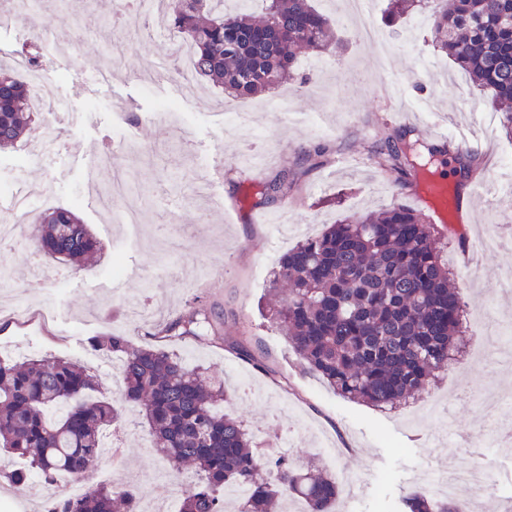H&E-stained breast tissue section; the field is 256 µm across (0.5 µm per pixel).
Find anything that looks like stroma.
Masks as SVG:
<instances>
[{
    "label": "stroma",
    "instance_id": "1",
    "mask_svg": "<svg viewBox=\"0 0 512 512\" xmlns=\"http://www.w3.org/2000/svg\"><path fill=\"white\" fill-rule=\"evenodd\" d=\"M112 3L81 0L76 7L65 0L55 7L56 32H39L37 60L70 107L62 146L39 154L49 137L48 119L39 112L21 146L0 150V182L43 185L54 205L75 206L100 258L77 271L45 256L32 261L37 215L22 219L0 209V224H19L21 240L0 294V346H15L26 358L78 361L112 397V378L101 373L102 358L86 340L117 333L224 377L235 392L232 408L251 431L277 436L275 410H294L286 453L299 464L315 460L336 478L342 489L337 512H378L380 500L394 505L407 492L423 491L425 474L483 461L490 464L491 486L472 512H512V365L481 343L482 336L512 325V294L497 286L500 268L512 265V244L481 255L471 268L461 242L443 238V259L466 305L464 356L428 391L385 412L341 398L303 369L286 338L261 315L269 276L298 241L281 231L282 223L316 234L359 212L412 206L413 191L403 188L398 174L381 172L371 154L381 139L405 129L386 93L391 71L404 75L411 98L438 101L462 126H478L479 112L492 109L487 98L435 53L429 25L392 16L383 4L373 25L394 41L388 68L378 67L371 47L352 29L337 28L323 70H311L312 54H300L296 70L312 81L284 87L307 121L282 123L271 92L239 100L210 85L187 94L167 75L180 62L178 45L109 26ZM59 33L75 38V53L51 48ZM108 38L125 63L103 82L97 74ZM423 58L436 60L437 69L421 71ZM166 102L173 112L162 111ZM228 112L254 113L255 122L226 132ZM133 144L150 146V154L131 153ZM318 146L327 149L320 164L306 157ZM89 150L111 154V166L88 167ZM286 168L295 174V190L282 200L261 201L262 184ZM109 204L138 210L142 223L106 219ZM116 264L123 269L118 277ZM131 301L159 317L200 311L220 323L223 337L157 340L150 325L131 322ZM145 431L130 413L111 434L138 487L162 498L167 486L156 477L162 455L143 447Z\"/></svg>",
    "mask_w": 512,
    "mask_h": 512
}]
</instances>
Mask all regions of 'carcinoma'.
<instances>
[{
    "instance_id": "carcinoma-1",
    "label": "carcinoma",
    "mask_w": 512,
    "mask_h": 512,
    "mask_svg": "<svg viewBox=\"0 0 512 512\" xmlns=\"http://www.w3.org/2000/svg\"><path fill=\"white\" fill-rule=\"evenodd\" d=\"M225 0H176L166 18L191 46L194 73L224 93L246 99L296 77L294 64L308 50L322 55L336 43V22L311 0H265L257 18ZM397 14L433 9L431 45L466 71L499 112L512 139V0H391ZM34 109L27 81L0 68V148L15 147L29 130ZM441 150L418 141L391 139L377 147L387 172L417 177ZM293 189L288 172L260 189L265 200ZM437 225L403 205L360 213L299 241L281 258L272 290L286 289L268 310L270 323L295 349L301 366L339 396L392 409L426 390L436 373L459 361L463 333L460 288L440 260ZM38 249L53 260L93 265L97 241L70 209L40 214ZM221 335L191 310L156 323L153 335ZM87 347L119 361L117 397L98 395L84 366L59 357L0 360V448L24 462L4 477L15 485L38 474L84 478L99 463L105 430L125 412H137L169 467L190 463L197 481L185 492L181 512H225L234 488L249 491L239 512H285L282 503L302 498L305 512H333L336 480L313 474L286 454L260 452L243 422L224 410V381L205 375L181 357L138 347L123 336H90ZM266 470L273 480L260 482ZM138 489L95 487L78 497L59 496L45 512H135ZM400 512H469L468 502L413 492Z\"/></svg>"
}]
</instances>
